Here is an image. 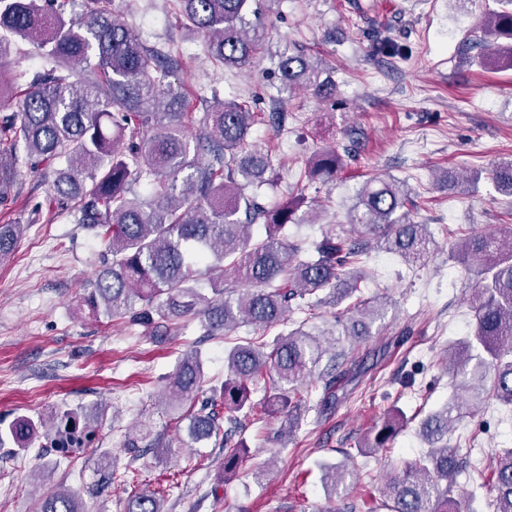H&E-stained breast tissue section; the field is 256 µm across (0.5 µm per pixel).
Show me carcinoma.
<instances>
[{"instance_id":"obj_1","label":"carcinoma","mask_w":512,"mask_h":512,"mask_svg":"<svg viewBox=\"0 0 512 512\" xmlns=\"http://www.w3.org/2000/svg\"><path fill=\"white\" fill-rule=\"evenodd\" d=\"M258 0H173L175 10L203 35L211 61L227 70H246L262 45L260 26L246 21ZM480 17L476 45L482 65L507 59L512 67V0H493ZM60 0H0V59L12 42L36 45L43 73L28 86L18 110L0 117V201L18 182L19 154L36 165L63 161L56 169L52 200L73 223L91 233L111 256L89 281L83 303L93 315L187 326L198 322L204 335L241 326L260 331L303 310L312 319L320 305L349 304L336 313L345 335L359 341L372 336L384 315L378 299L364 297L360 265L375 246L416 264L433 240L427 225L410 220L417 207L406 185L375 177L355 193L346 223L364 230L360 237L327 232L311 245L289 240L290 224H309L298 214L302 200L276 207L258 202L268 182L272 156L249 143L255 114L235 100L213 94L200 98L204 112L188 111L189 97L166 79L179 66L177 56L146 46L125 25L112 19L110 0H85L79 13L65 15ZM279 91L305 89L324 100L336 97V83L320 59L301 48L278 55ZM343 167L334 149L311 160L309 176L329 180ZM483 171H446L450 187L474 186ZM495 189L512 197V158L488 171ZM140 184L142 194L133 190ZM264 227L256 238L253 230ZM24 224H0V263L10 258ZM461 259L475 266L474 326L460 347L446 351L442 363L459 382L441 409L420 423L429 450L390 475L379 508L386 512H474L453 496L457 476L475 469L448 436L467 407L493 399L512 408V227L486 236L469 226L457 242ZM210 288L200 287L201 279ZM234 287H228L227 280ZM326 353L319 337L298 326L278 334L245 338L224 352V382L211 387L199 410L190 403L205 385L200 353L183 354L169 375L164 394L176 419L189 421L190 441L219 437L220 416L280 413L288 429L306 411L310 380ZM334 362L321 372L320 404L336 399L335 389L352 373ZM264 382L265 395L251 398ZM57 426L40 419L16 418L0 428V446L11 442L26 451L39 438L66 458L94 443L96 426L81 409L55 414ZM395 411L359 443L360 452L390 447L399 425ZM224 476L237 471L248 453L245 442L224 431ZM494 512H512V448L495 451ZM330 490H348L354 477L347 462L324 466ZM39 512H86L80 495L69 490L46 494ZM125 512H164L163 496H131Z\"/></svg>"}]
</instances>
